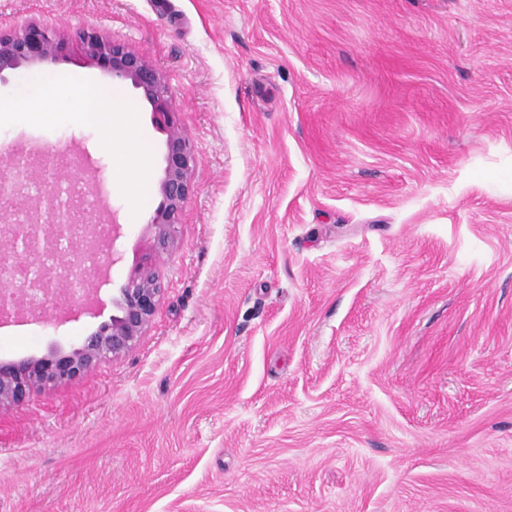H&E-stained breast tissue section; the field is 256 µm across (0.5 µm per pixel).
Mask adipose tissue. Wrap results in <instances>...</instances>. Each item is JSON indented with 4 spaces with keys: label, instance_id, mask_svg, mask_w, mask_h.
<instances>
[{
    "label": "adipose tissue",
    "instance_id": "1",
    "mask_svg": "<svg viewBox=\"0 0 512 512\" xmlns=\"http://www.w3.org/2000/svg\"><path fill=\"white\" fill-rule=\"evenodd\" d=\"M78 119L98 115L103 125L102 144L111 150L115 162L112 184L115 191L140 203L146 187L151 158V146L142 137L132 136L135 115L124 99L104 87H82L67 96H44L27 102L22 112H14L8 102H0V113L24 124L47 126L61 113Z\"/></svg>",
    "mask_w": 512,
    "mask_h": 512
}]
</instances>
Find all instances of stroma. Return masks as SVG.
Listing matches in <instances>:
<instances>
[{
    "mask_svg": "<svg viewBox=\"0 0 512 512\" xmlns=\"http://www.w3.org/2000/svg\"><path fill=\"white\" fill-rule=\"evenodd\" d=\"M31 21L71 42L0 97L115 85L152 166L135 217L99 122L0 120L120 226L99 315L0 322V360L109 322L159 202L78 31L165 72L196 163L138 344L0 408V512H512V0H0Z\"/></svg>",
    "mask_w": 512,
    "mask_h": 512,
    "instance_id": "35a3bbf8",
    "label": "stroma"
}]
</instances>
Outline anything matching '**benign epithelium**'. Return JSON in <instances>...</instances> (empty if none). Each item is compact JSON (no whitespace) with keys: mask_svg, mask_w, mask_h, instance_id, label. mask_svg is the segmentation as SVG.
<instances>
[{"mask_svg":"<svg viewBox=\"0 0 512 512\" xmlns=\"http://www.w3.org/2000/svg\"><path fill=\"white\" fill-rule=\"evenodd\" d=\"M79 41L85 55L104 65L113 80H129L140 90L151 107L154 125L166 134L160 200L148 225L152 246L112 300L118 314L84 337L80 346L69 351L53 347L39 358L0 362V408L22 404L137 345L163 291L157 260L175 242L179 214L191 191L195 149L177 121L166 74L142 53L96 30H81ZM67 46L64 36L33 23L0 32V75L8 69L52 62ZM67 182L60 165L42 158L15 156L0 165V190L11 200H25L24 207L11 212L8 224L0 227L1 320L26 317L31 285L42 293L45 306L56 305L58 298L71 306L92 302L90 284L99 279L96 268L61 262L49 270L44 265V258L58 254L63 245L73 252L92 253L102 242L100 230L62 200L61 186ZM33 183L41 189L36 195L30 193ZM45 214L51 216L48 223L42 220Z\"/></svg>","mask_w":512,"mask_h":512,"instance_id":"obj_1","label":"benign epithelium"}]
</instances>
